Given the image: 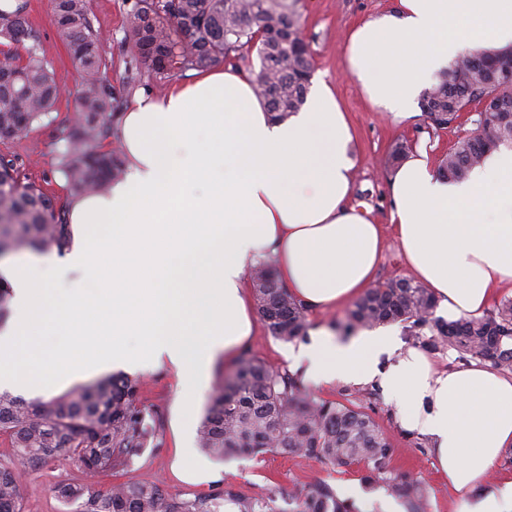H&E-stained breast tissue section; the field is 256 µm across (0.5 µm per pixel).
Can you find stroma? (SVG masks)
I'll use <instances>...</instances> for the list:
<instances>
[{
  "mask_svg": "<svg viewBox=\"0 0 512 512\" xmlns=\"http://www.w3.org/2000/svg\"><path fill=\"white\" fill-rule=\"evenodd\" d=\"M398 0H300L303 35L313 57V82H325L334 90L341 109L352 128L357 160L351 203L357 209L368 210L375 223L381 224L385 250L376 280L385 282L406 276L407 270L399 252L390 222L393 200L390 179L393 170L387 159L397 144L409 148H426L434 160H441L458 137L470 131V123L434 132L428 130L422 112L400 120L383 112L368 101L357 78L346 67L344 50L349 33L372 17L394 10ZM94 25L105 37L102 51L112 62L109 76L120 91L124 103H131L142 90H154L155 85L146 67L128 65V57L120 46L124 36L123 0H90ZM28 18L38 36L41 54L50 62L63 95L49 118L34 124L29 134L14 141H0V156L16 157L22 182H31L52 195L58 204L68 202L72 192L59 171L65 149L63 129L75 113L79 78L71 51L58 35L50 0H28ZM134 75L131 85H124L127 75ZM232 363L215 360L212 385L196 398L193 419H186L179 396L181 380L169 363H161L141 372L144 382L142 400L150 405L159 424V438L135 459L133 479L154 484L168 492H205L211 482L224 481L248 495L276 493L279 501H287L290 493L300 487L325 482L341 497L358 492L359 501L367 512H383L387 498L383 488L364 482L363 466L331 469L300 456L268 453L256 457L238 455L213 459L197 449V431L213 394V384L219 383L232 370ZM308 394L318 400L354 402L363 406L384 430L395 452L391 465L400 472L418 476L425 484L429 499L428 512H453L457 494L449 489L448 480L435 468L424 437L410 435L397 424L395 408L373 386L353 388L344 384L330 387L308 386ZM193 451L192 461L209 470L211 482L192 483L177 475L175 462L181 448ZM68 480L84 482V474L71 464L51 466L24 475L22 493L25 512H64L53 496L54 483Z\"/></svg>",
  "mask_w": 512,
  "mask_h": 512,
  "instance_id": "obj_1",
  "label": "stroma"
}]
</instances>
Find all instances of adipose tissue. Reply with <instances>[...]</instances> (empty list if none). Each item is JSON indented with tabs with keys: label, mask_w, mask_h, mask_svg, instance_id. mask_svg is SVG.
<instances>
[{
	"label": "adipose tissue",
	"mask_w": 512,
	"mask_h": 512,
	"mask_svg": "<svg viewBox=\"0 0 512 512\" xmlns=\"http://www.w3.org/2000/svg\"><path fill=\"white\" fill-rule=\"evenodd\" d=\"M511 46L512 0H399L355 27L346 63L374 105L404 118L431 75L465 49ZM352 139L326 84L281 122L252 77L231 66L174 82L161 96L136 95L120 121L125 176L108 193L70 200L65 260L0 264L16 311L0 329V386H27L24 360L59 332L64 342L50 355L59 375L165 361L178 369L188 405L214 360L234 358L254 334L248 273L257 262L272 259L282 286L308 309L358 298L384 241L348 204ZM391 187L410 277L449 317L481 315L512 286V147L462 180L441 176L418 150ZM90 224L103 232L83 235ZM60 267L83 282L63 299L46 280ZM384 354L392 361L383 367ZM292 364L318 385L379 383L401 428L427 438L458 495L455 512H512V479L488 481L512 447V374L479 363L437 371L391 328L346 341L313 328Z\"/></svg>",
	"instance_id": "obj_1"
}]
</instances>
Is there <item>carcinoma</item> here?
Wrapping results in <instances>:
<instances>
[{
	"instance_id": "1",
	"label": "carcinoma",
	"mask_w": 512,
	"mask_h": 512,
	"mask_svg": "<svg viewBox=\"0 0 512 512\" xmlns=\"http://www.w3.org/2000/svg\"><path fill=\"white\" fill-rule=\"evenodd\" d=\"M299 0H124L123 50L144 64L161 85L187 70L232 64L240 52L256 49L259 69L254 91L266 111L284 120L304 106L313 61L302 33ZM26 0L0 10V38L21 43L34 38L25 17ZM56 29L71 50L79 76L77 112L65 140L59 171L80 193L103 192L125 172L124 155L105 148L123 107L108 78L112 63L102 54V37L89 0H52ZM60 98L50 63L35 47L26 56L0 57V140L20 139L48 117ZM489 99L493 109L481 108ZM428 127L438 132L462 114L473 129L441 159L443 176L466 178L488 152L512 145V51H468L420 97ZM71 238L64 211L33 183H22L14 160L0 156V255L16 248L62 250ZM262 321L275 339L308 335V308L278 282L266 261L251 272ZM431 292L409 277L368 289L343 324L357 327L399 323L411 336H428L432 350L453 349L465 360L512 372V300L479 317L445 320L436 315ZM138 377L112 374L77 385L49 401L0 392V443L13 462L0 464V512H24L21 479L39 467L72 463L94 478L132 470L134 457L155 439L158 426L150 406L139 399ZM199 448L214 458L230 454L288 453L325 466L361 464L365 479L400 500L405 512H427L422 483L391 469L394 448L361 406L307 397L298 373L273 368L247 353L211 397L198 430ZM68 512H359L327 483L301 488L288 508L274 495L246 496L230 483L206 492L169 493L136 480L97 489L92 483L61 481L51 488Z\"/></svg>"
}]
</instances>
